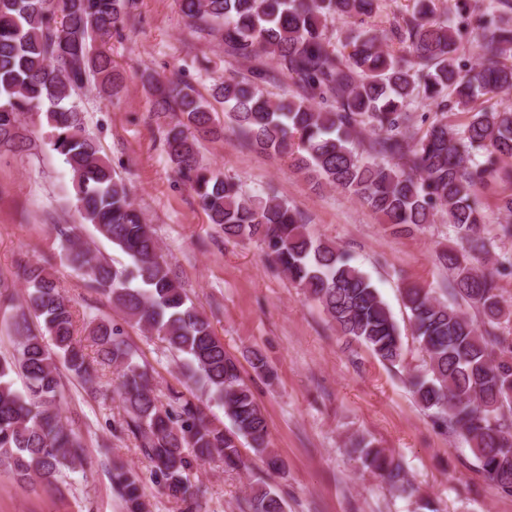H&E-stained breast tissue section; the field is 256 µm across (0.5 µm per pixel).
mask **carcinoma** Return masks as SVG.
Returning <instances> with one entry per match:
<instances>
[{
    "mask_svg": "<svg viewBox=\"0 0 512 512\" xmlns=\"http://www.w3.org/2000/svg\"><path fill=\"white\" fill-rule=\"evenodd\" d=\"M186 22L224 39L228 56L250 64L248 75L215 84L224 122L245 144L288 158L289 168L321 188L342 189L367 205L395 234H412L442 214L454 246L438 255L453 301L431 288H403L425 367L410 377L419 405L467 442L477 467L497 490L512 495V321L498 276L512 259L488 264L495 238L512 224H490L478 192L512 184V108L495 101L512 92V0H454L453 20L435 17L434 0H413L395 23L361 30L384 0H178ZM130 20V0H0V149L30 146L25 122L44 114L48 145L72 176L78 224H56L60 260L85 286L109 299L125 322L156 334L182 362L188 379L224 410L217 426L200 404L171 389L155 392L145 366L110 320L75 336L73 305L39 263L25 268L27 294L7 324L15 353L0 360V469L25 482L51 483L64 468H81L85 443L61 418L60 368L93 388L99 367L117 372L125 430L150 461L148 477L128 465L112 468V486L127 512H149L144 481L200 512L190 484L194 463L218 455L243 465L246 443L282 467L268 451V426L238 360L173 275L153 227L131 198L79 105L90 85L106 100L125 86L107 44ZM352 25L337 47L329 26ZM476 35L479 60L465 56ZM269 56L272 69L262 63ZM141 81L167 119L165 152L177 176L195 192L224 237L258 241L268 260L315 300L347 339L381 362L404 360L399 326L371 279L332 241L311 236L303 214L270 191L246 194L240 183L204 165L198 143L216 137L210 105L186 80L146 67ZM283 82L294 95L272 99L263 85ZM428 109L421 128L411 109ZM91 224L127 258L116 265L79 241ZM50 342H45V338ZM258 377L271 375L265 355L249 352ZM24 381L15 386L14 377ZM357 460L391 488L410 489L404 467L365 440ZM249 512H285L267 486Z\"/></svg>",
    "mask_w": 512,
    "mask_h": 512,
    "instance_id": "obj_1",
    "label": "carcinoma"
}]
</instances>
